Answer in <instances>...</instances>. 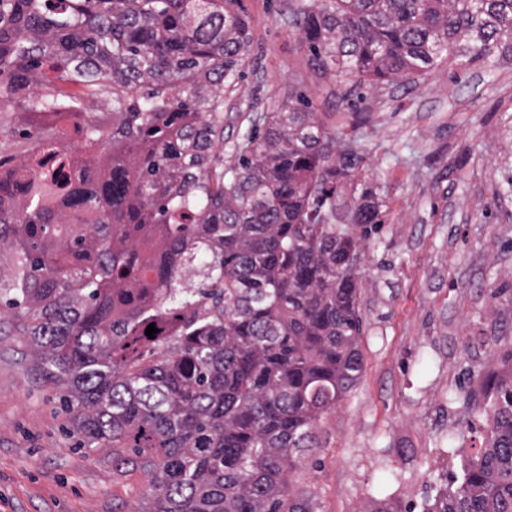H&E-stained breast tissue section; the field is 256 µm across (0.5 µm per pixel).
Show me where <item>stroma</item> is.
<instances>
[{
	"label": "stroma",
	"instance_id": "obj_1",
	"mask_svg": "<svg viewBox=\"0 0 512 512\" xmlns=\"http://www.w3.org/2000/svg\"><path fill=\"white\" fill-rule=\"evenodd\" d=\"M305 2L242 0L252 40L224 90V145L306 95L362 152L354 186H375L382 221L361 269L363 372L294 485L314 512H427L485 444L488 414L470 394L512 368V62L443 64L348 97L309 67ZM147 489L81 447L25 340L0 338V512H132Z\"/></svg>",
	"mask_w": 512,
	"mask_h": 512
}]
</instances>
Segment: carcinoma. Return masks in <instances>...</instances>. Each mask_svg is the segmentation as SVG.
<instances>
[{
    "label": "carcinoma",
    "instance_id": "1",
    "mask_svg": "<svg viewBox=\"0 0 512 512\" xmlns=\"http://www.w3.org/2000/svg\"><path fill=\"white\" fill-rule=\"evenodd\" d=\"M296 22L347 96L512 60V0H310ZM250 45L241 0H0V308L83 447L145 475L138 512H312L290 475L363 372L360 272L336 265L380 223L372 187L343 201L363 157L298 95L224 165ZM482 392L485 447L433 512H512V377Z\"/></svg>",
    "mask_w": 512,
    "mask_h": 512
}]
</instances>
